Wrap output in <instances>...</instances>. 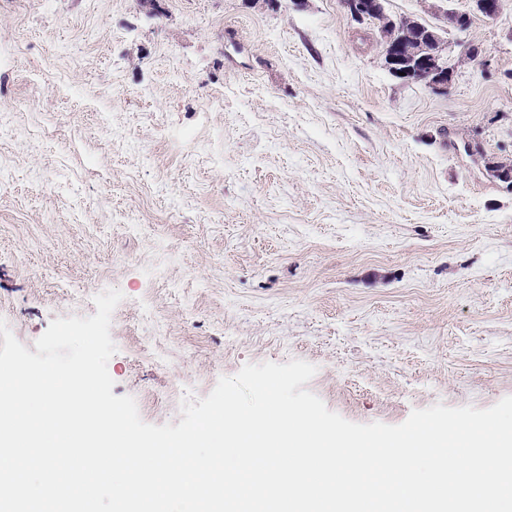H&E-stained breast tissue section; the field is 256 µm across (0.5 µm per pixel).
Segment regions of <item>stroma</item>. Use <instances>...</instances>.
Listing matches in <instances>:
<instances>
[{"instance_id": "obj_1", "label": "stroma", "mask_w": 512, "mask_h": 512, "mask_svg": "<svg viewBox=\"0 0 512 512\" xmlns=\"http://www.w3.org/2000/svg\"><path fill=\"white\" fill-rule=\"evenodd\" d=\"M462 37L435 92L339 0H0V319L30 349L119 289L112 392L158 426L267 361L361 424L511 396L512 0Z\"/></svg>"}]
</instances>
